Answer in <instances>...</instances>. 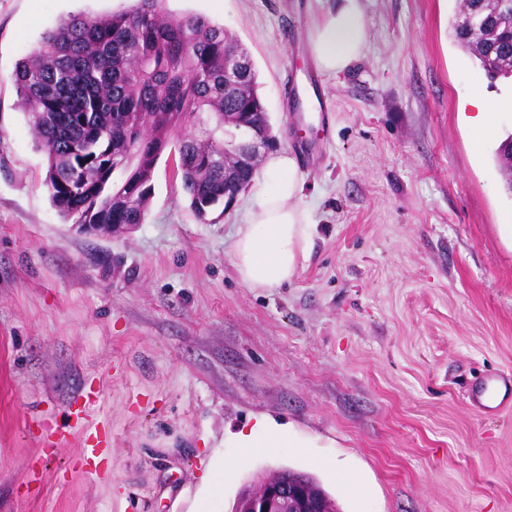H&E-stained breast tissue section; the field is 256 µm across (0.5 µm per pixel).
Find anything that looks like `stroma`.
Segmentation results:
<instances>
[{
  "instance_id": "stroma-1",
  "label": "stroma",
  "mask_w": 512,
  "mask_h": 512,
  "mask_svg": "<svg viewBox=\"0 0 512 512\" xmlns=\"http://www.w3.org/2000/svg\"><path fill=\"white\" fill-rule=\"evenodd\" d=\"M133 3L0 0V512H195L224 458L228 507L292 468L340 512H512V407L485 417L468 399L512 372V182L461 115L512 79L487 80L457 44L456 0H364L365 56L338 77L310 49L336 0H166L247 48L298 163L319 229L276 288L232 265L261 177L202 222L161 156L144 223L117 236L51 205L10 75L69 14ZM318 92L323 122L294 108ZM263 417L298 447H235ZM97 428L110 444L93 466L80 436ZM282 471L284 472L283 474H288V478L303 479L308 488V491L315 497V499L325 510L339 512V509L336 507L335 500L325 491V489L313 476L304 472L292 470L290 468L282 469Z\"/></svg>"
}]
</instances>
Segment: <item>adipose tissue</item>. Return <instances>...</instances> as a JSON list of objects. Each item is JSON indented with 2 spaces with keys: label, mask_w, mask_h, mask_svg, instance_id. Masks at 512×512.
<instances>
[{
  "label": "adipose tissue",
  "mask_w": 512,
  "mask_h": 512,
  "mask_svg": "<svg viewBox=\"0 0 512 512\" xmlns=\"http://www.w3.org/2000/svg\"><path fill=\"white\" fill-rule=\"evenodd\" d=\"M312 53L320 71L340 74L361 59L367 47V22L362 0H338L317 19L311 36ZM469 128L474 144L493 140L500 113L512 112V95L490 99L474 92ZM304 187L295 158L274 152L263 163L261 199L239 225L233 247V266L251 288H275L290 281L310 260L317 231L303 203ZM236 447L290 448L288 431L258 420L233 436Z\"/></svg>",
  "instance_id": "ef3b65f1"
}]
</instances>
